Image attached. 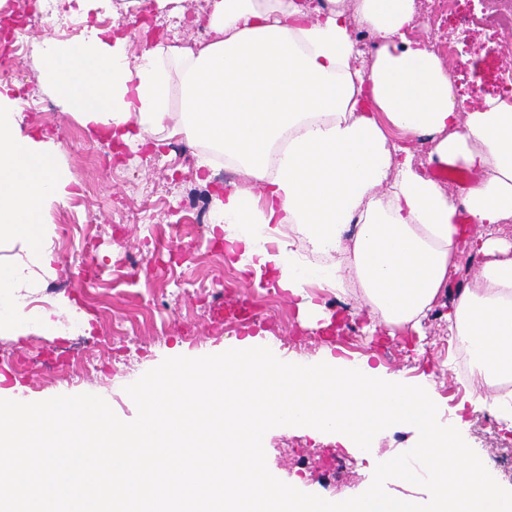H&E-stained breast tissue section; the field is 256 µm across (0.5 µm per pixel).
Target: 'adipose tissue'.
<instances>
[{
    "label": "adipose tissue",
    "mask_w": 512,
    "mask_h": 512,
    "mask_svg": "<svg viewBox=\"0 0 512 512\" xmlns=\"http://www.w3.org/2000/svg\"><path fill=\"white\" fill-rule=\"evenodd\" d=\"M211 38L156 44L131 56L121 25L53 36L35 53L45 83L85 128L116 145L159 138L203 146L245 178L212 194L211 224L239 270H266L288 289L302 323L326 320L313 285L354 287L371 326L420 330L450 299L448 335L473 355L483 389L474 407L512 425V100L457 107L449 67L412 41L416 0H208ZM377 41L364 56L354 29ZM0 86V333L51 326L25 293L51 275L48 209L69 197L58 144L23 133ZM427 138L428 164L475 173L448 194L406 143ZM471 282L450 291L462 252Z\"/></svg>",
    "instance_id": "1"
}]
</instances>
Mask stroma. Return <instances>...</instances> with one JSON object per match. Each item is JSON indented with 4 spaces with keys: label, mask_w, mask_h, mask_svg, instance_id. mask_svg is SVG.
<instances>
[{
    "label": "stroma",
    "mask_w": 512,
    "mask_h": 512,
    "mask_svg": "<svg viewBox=\"0 0 512 512\" xmlns=\"http://www.w3.org/2000/svg\"><path fill=\"white\" fill-rule=\"evenodd\" d=\"M420 22L414 38L438 46L452 43L446 61L457 102L468 108L498 96L502 79L512 75V56L503 52L496 12L502 0H456L453 11L437 14L434 0H419ZM100 25L99 16L71 12L60 0L50 17L33 19L26 42L43 36L69 38L68 27ZM5 84L16 100L51 103L53 111H25L26 133L53 139L72 179L73 194L53 214V275L27 293V309L40 312L60 298L81 313L93 338L71 332L0 334L1 353H21L35 366L15 375L7 394L22 402L58 395L91 393L103 397L125 421L137 415L125 388L164 359L201 357L226 343L261 335L282 360L316 361L326 354L349 361L370 359L412 382H432L444 419L462 416L471 447L496 480L512 489V428L497 424L486 409L474 408L450 371L454 346L448 337L447 309L438 305L424 320V333L389 335L369 331L356 294L336 295L313 288V303L340 321L326 331L302 324L297 307L269 273L241 272L228 263L222 235L199 224L189 239L158 236L161 226L185 223L209 203L212 186L202 184L198 157L180 156L172 146L158 151L123 149L87 130L66 112L43 81L35 54L7 60ZM139 213L137 222L121 223L118 213ZM145 255L158 266L156 276L133 268L131 257ZM225 306L250 299L259 316L249 322L215 327L214 295ZM415 432L405 427L388 432L375 448H347L279 429L264 443L267 466L284 482L327 500L354 497L371 484L378 462L405 452Z\"/></svg>",
    "instance_id": "stroma-1"
}]
</instances>
